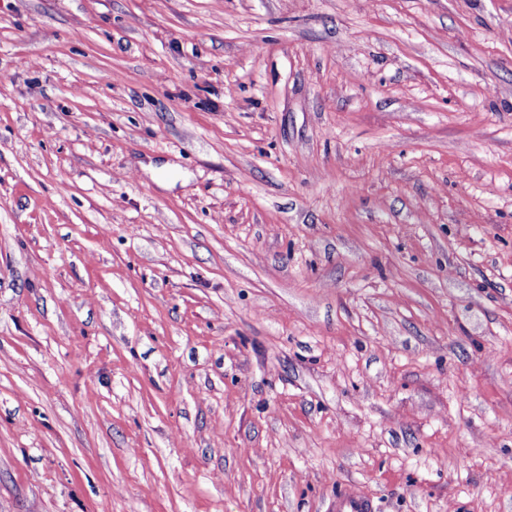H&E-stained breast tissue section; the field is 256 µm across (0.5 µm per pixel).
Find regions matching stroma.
<instances>
[{"instance_id": "35a3bbf8", "label": "stroma", "mask_w": 512, "mask_h": 512, "mask_svg": "<svg viewBox=\"0 0 512 512\" xmlns=\"http://www.w3.org/2000/svg\"><path fill=\"white\" fill-rule=\"evenodd\" d=\"M512 512V0H0V512Z\"/></svg>"}]
</instances>
